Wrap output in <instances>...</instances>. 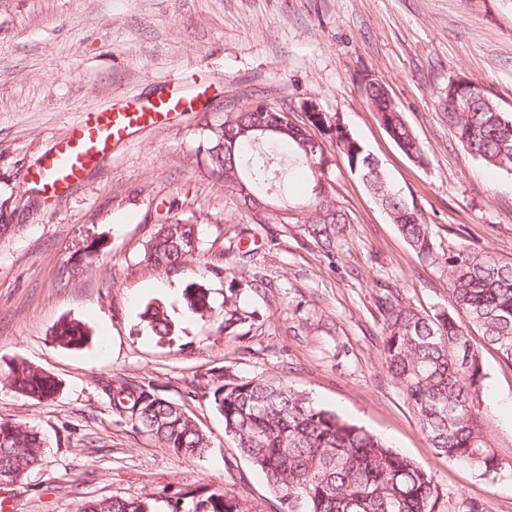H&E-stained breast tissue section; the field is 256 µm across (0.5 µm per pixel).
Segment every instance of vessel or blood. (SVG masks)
I'll use <instances>...</instances> for the list:
<instances>
[{
    "label": "vessel or blood",
    "instance_id": "b4317fda",
    "mask_svg": "<svg viewBox=\"0 0 512 512\" xmlns=\"http://www.w3.org/2000/svg\"><path fill=\"white\" fill-rule=\"evenodd\" d=\"M181 107V96L170 92L139 104L128 102L84 112L43 154L29 179L43 194L62 199L90 170L106 164L116 146L137 132L153 128Z\"/></svg>",
    "mask_w": 512,
    "mask_h": 512
}]
</instances>
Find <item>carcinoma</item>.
Instances as JSON below:
<instances>
[{
	"label": "carcinoma",
	"mask_w": 512,
	"mask_h": 512,
	"mask_svg": "<svg viewBox=\"0 0 512 512\" xmlns=\"http://www.w3.org/2000/svg\"><path fill=\"white\" fill-rule=\"evenodd\" d=\"M376 119L410 158L426 161L425 150L395 102L381 86L365 85ZM457 142L487 169L512 171V113L503 112L480 87L466 84L453 97L439 101ZM287 121L284 105L258 100L238 112H226L209 128L205 161L213 175L233 190L241 179L259 196L285 182L269 155L285 147L303 164L311 187L303 206L282 204L256 219L258 224H297L303 236L322 251L336 249L349 217L335 200L332 164L324 142L335 145L349 169L368 177L391 223L417 254L448 268L452 311L430 315L388 291L379 311L385 338L383 366L400 387L438 453L464 462L484 475L498 473L501 461L489 444L483 411L486 373L470 339L474 330L512 363V263L486 254L441 255L428 224L418 211L389 188L381 167L371 170L370 154L327 112L294 115ZM277 128L256 141L250 128ZM235 148L224 151V144ZM176 229L169 230V225ZM198 226L162 216L144 251V261L157 269H176L198 250ZM183 305L192 316L212 317L215 309L203 282L189 284ZM147 323L161 338L176 335L175 323L160 305L147 309ZM56 338L78 348L87 340L79 322H63ZM15 391L39 401L52 398L54 378L23 361L9 367ZM108 396L112 412L154 437L160 447L185 459H199L211 447L209 435L183 410L150 386L115 378ZM211 404L224 420V434L238 454L265 477L286 512H436L439 491L423 467L390 448L380 437L318 406L306 393L279 377L238 380L224 376L212 392ZM45 442L38 432L0 422V484H12L42 461ZM188 512H250L231 490L198 488L191 492ZM79 512H152L136 497H101L85 501Z\"/></svg>",
	"instance_id": "carcinoma-1"
}]
</instances>
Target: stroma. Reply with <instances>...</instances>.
Instances as JSON below:
<instances>
[{
  "label": "stroma",
  "instance_id": "stroma-1",
  "mask_svg": "<svg viewBox=\"0 0 512 512\" xmlns=\"http://www.w3.org/2000/svg\"><path fill=\"white\" fill-rule=\"evenodd\" d=\"M464 76L512 112V0H0V420L33 428L41 465L8 493L14 512H78L98 497H139L154 512H188L192 489L229 488L250 512H281L263 474L239 456L210 403L222 374L277 376L321 407L381 436L423 465L438 512H512V364L487 345L486 431L502 467L484 475L436 454L382 365L381 289L415 309H450L448 270L402 238L362 179L334 159L350 224L334 256L300 228L258 224L203 162L222 106L315 99L342 118L390 185L425 218L439 252L512 263V173H491L458 145L438 102ZM380 79L428 161L406 156L364 93ZM175 89L185 105L116 147L70 193L48 202L28 181L82 112ZM199 227L176 270L147 265L158 216ZM98 241L96 255L86 253ZM205 281L216 310L185 313L182 292ZM176 323L153 335L147 305ZM89 340L70 349L65 321ZM54 377L55 396L14 392L9 366ZM151 385L209 435L189 461L118 421L107 387ZM55 336L62 345L78 348L84 345L88 335L81 323L70 320L58 327Z\"/></svg>",
  "mask_w": 512,
  "mask_h": 512
}]
</instances>
